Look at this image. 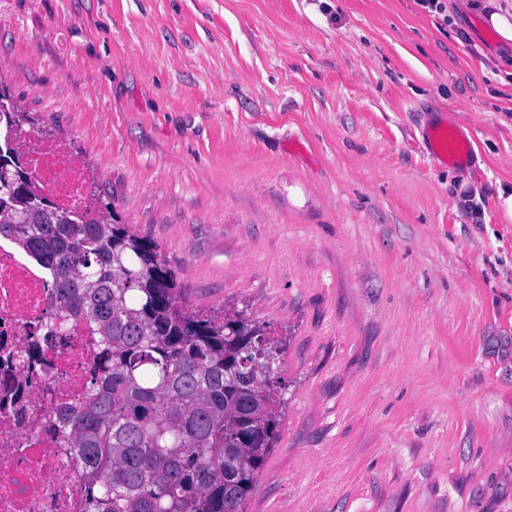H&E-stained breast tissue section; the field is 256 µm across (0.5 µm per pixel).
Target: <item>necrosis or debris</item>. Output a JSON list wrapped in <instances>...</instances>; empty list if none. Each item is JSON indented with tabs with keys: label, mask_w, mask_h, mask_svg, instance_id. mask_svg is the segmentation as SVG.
Segmentation results:
<instances>
[{
	"label": "necrosis or debris",
	"mask_w": 512,
	"mask_h": 512,
	"mask_svg": "<svg viewBox=\"0 0 512 512\" xmlns=\"http://www.w3.org/2000/svg\"><path fill=\"white\" fill-rule=\"evenodd\" d=\"M36 194L60 210L85 211L81 163L60 141L22 146ZM60 312L45 271L15 243L0 241V512H83L86 487L59 428L64 407L82 401L100 365L97 333L69 318L65 341L44 328Z\"/></svg>",
	"instance_id": "necrosis-or-debris-1"
}]
</instances>
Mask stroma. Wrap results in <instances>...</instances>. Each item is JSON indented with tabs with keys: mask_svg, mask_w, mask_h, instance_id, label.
Returning a JSON list of instances; mask_svg holds the SVG:
<instances>
[{
	"mask_svg": "<svg viewBox=\"0 0 512 512\" xmlns=\"http://www.w3.org/2000/svg\"><path fill=\"white\" fill-rule=\"evenodd\" d=\"M444 2L0 0L22 138L283 347L245 512H512V45ZM430 152L439 165H467L473 151L470 142L457 127L434 124L426 130Z\"/></svg>",
	"mask_w": 512,
	"mask_h": 512,
	"instance_id": "obj_1",
	"label": "stroma"
}]
</instances>
